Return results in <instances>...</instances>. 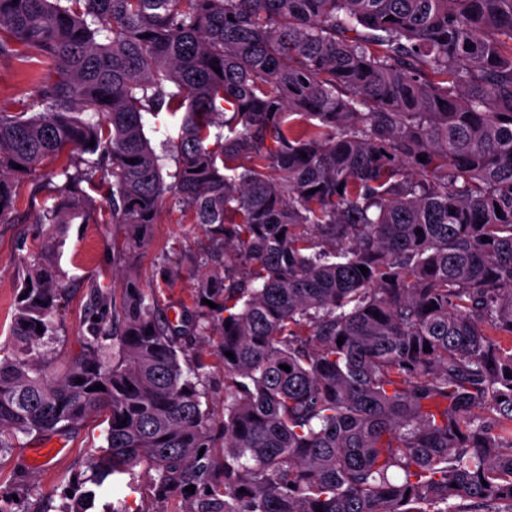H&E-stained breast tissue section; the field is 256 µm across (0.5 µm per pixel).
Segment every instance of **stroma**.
<instances>
[{
	"instance_id": "1",
	"label": "stroma",
	"mask_w": 512,
	"mask_h": 512,
	"mask_svg": "<svg viewBox=\"0 0 512 512\" xmlns=\"http://www.w3.org/2000/svg\"><path fill=\"white\" fill-rule=\"evenodd\" d=\"M42 69L21 71L0 61V108H15L26 101L33 80L45 77ZM37 207L21 198L8 224H0V347H6L14 303L26 275V265L41 252H50L63 274L67 304L62 323L49 348L58 359H66L80 349L86 330L84 324L85 288L95 279L103 286L120 287L122 276L112 263V243L121 235L112 224L64 225L56 248L48 246V227L36 223ZM203 226L180 213H163L155 224L149 244L140 251L136 270L140 285L157 290L170 316H177L181 306L191 304L197 286V255L210 246ZM176 253L179 265L165 272L163 256ZM106 426L92 419L73 437L67 439L64 454L49 459H35L34 445L11 449L0 462V476L12 473L28 475L31 483L30 505L46 498L59 499L74 473L84 471L86 459L95 448L104 446Z\"/></svg>"
}]
</instances>
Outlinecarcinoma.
I'll return each instance as SVG.
<instances>
[{
  "mask_svg": "<svg viewBox=\"0 0 512 512\" xmlns=\"http://www.w3.org/2000/svg\"><path fill=\"white\" fill-rule=\"evenodd\" d=\"M2 58L54 76L0 108L1 224L63 156L40 223L119 226L121 264L165 209L211 237L179 323L134 278L92 280L60 363L62 272L34 260L0 469L21 436L107 424L37 512H87L115 474L179 512H512V0H0ZM163 110L183 119L160 156ZM181 120L182 114L179 112L175 115L161 112L157 116L149 114L145 116V132L157 154H163L161 147L163 141H177ZM211 371L207 403L211 408L222 412L224 406V369L217 367L212 368Z\"/></svg>",
  "mask_w": 512,
  "mask_h": 512,
  "instance_id": "carcinoma-1",
  "label": "carcinoma"
}]
</instances>
